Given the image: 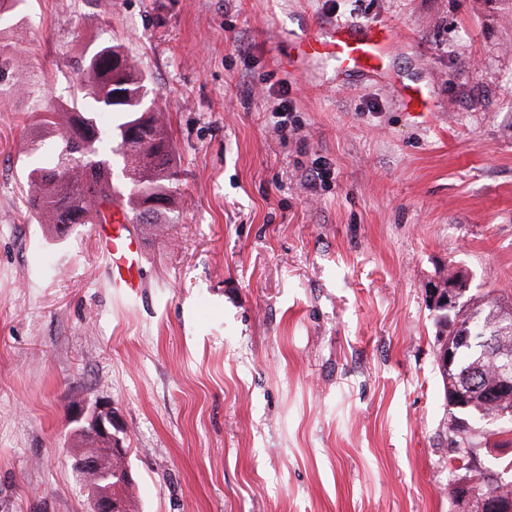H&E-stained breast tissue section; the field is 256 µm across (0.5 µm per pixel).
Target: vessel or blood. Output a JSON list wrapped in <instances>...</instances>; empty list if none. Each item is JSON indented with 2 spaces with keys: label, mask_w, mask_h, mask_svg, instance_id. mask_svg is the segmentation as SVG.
Wrapping results in <instances>:
<instances>
[{
  "label": "vessel or blood",
  "mask_w": 512,
  "mask_h": 512,
  "mask_svg": "<svg viewBox=\"0 0 512 512\" xmlns=\"http://www.w3.org/2000/svg\"><path fill=\"white\" fill-rule=\"evenodd\" d=\"M394 45V33L386 25L336 22L320 32L297 38L295 54L289 59L290 68H298L313 59L332 61L337 81H346L355 74L371 78L384 77L383 62ZM96 239L111 269L112 287L126 293L136 292L138 271L144 253V240L132 234L121 223L100 224Z\"/></svg>",
  "instance_id": "1"
}]
</instances>
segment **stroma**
Segmentation results:
<instances>
[{
    "label": "stroma",
    "mask_w": 512,
    "mask_h": 512,
    "mask_svg": "<svg viewBox=\"0 0 512 512\" xmlns=\"http://www.w3.org/2000/svg\"><path fill=\"white\" fill-rule=\"evenodd\" d=\"M336 20L393 28L387 77L288 69ZM103 41L179 172L135 296L25 191L28 112ZM0 48L42 81L0 99V512H89L66 411L98 401L133 512H454L427 288L457 267L512 306V0H27Z\"/></svg>",
    "instance_id": "35a3bbf8"
}]
</instances>
